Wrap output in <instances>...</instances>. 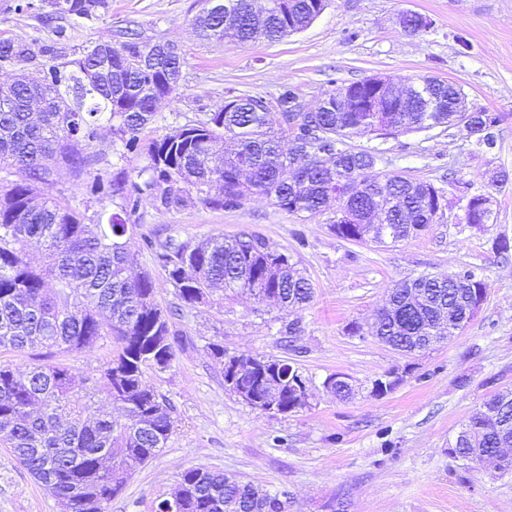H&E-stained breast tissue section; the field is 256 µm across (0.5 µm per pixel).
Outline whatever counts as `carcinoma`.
Instances as JSON below:
<instances>
[{"label":"carcinoma","instance_id":"carcinoma-1","mask_svg":"<svg viewBox=\"0 0 512 512\" xmlns=\"http://www.w3.org/2000/svg\"><path fill=\"white\" fill-rule=\"evenodd\" d=\"M48 2L56 14L94 19L108 7L107 0ZM226 2L231 7L219 16L195 17L199 38L275 42L290 29L307 27L324 7V0H272L264 19L250 23L240 0ZM100 41L112 46L103 71L84 51L58 63L53 44L35 51L25 41L0 39V61L32 59L37 52L55 59L34 75L0 85V102L10 101L9 110L0 109V171L19 176L0 194V351L42 349L23 371L0 362V441L68 512H106L123 492L131 465L152 459L174 430L172 406L145 381L159 355L174 357L172 312L157 303L153 277L134 270L129 218L145 198L167 210L197 201L234 210L253 195L292 214L334 213L344 206L350 219L330 224L336 236L386 246L425 231L445 196L430 182L402 175L385 176L383 186L363 178L380 151H355L348 141L366 129L393 135L462 126L492 149L499 122L491 112L457 111L461 86L430 77L421 81L441 99L438 112L427 111L411 89L395 112L276 113L265 111L262 97L230 95L203 118L151 140L147 180L131 182L123 171L106 181L95 178L90 192L120 199L123 215L92 228L80 212L41 196L37 184L50 181L60 165L76 177L86 173L90 150L106 127L120 155L138 151L155 104L171 95L168 76L182 55L174 44L168 52L154 51L156 44L135 28L121 32L115 46L110 35ZM144 244L188 307L204 303L219 284L272 294L287 309L312 298L296 263L260 237L217 236L191 245L170 236ZM31 245L44 249L39 265L27 258ZM461 275L455 288L425 274L397 284L367 334L408 354L441 337L439 328L451 326L486 287L473 270ZM107 336L112 353L98 376L78 385L68 366L53 362L57 354L90 353ZM213 355L236 391L261 398L274 390L285 413L309 406L288 391L289 363L242 354L245 368L233 372L224 367V350ZM102 391L107 407L94 401ZM469 426L479 430L459 452L480 457L498 436L496 422L480 416ZM179 485L178 512H217V502L225 512H288L279 494H262L217 471L188 469Z\"/></svg>","mask_w":512,"mask_h":512}]
</instances>
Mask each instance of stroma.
<instances>
[{"label": "stroma", "instance_id": "stroma-1", "mask_svg": "<svg viewBox=\"0 0 512 512\" xmlns=\"http://www.w3.org/2000/svg\"><path fill=\"white\" fill-rule=\"evenodd\" d=\"M100 19L20 13L16 0H0V39L44 44L66 54L106 34L138 27L150 41L182 50L181 82L157 107L142 140L213 111L228 94L272 101L293 89L314 107L333 83L372 76L396 80L434 77L461 85L468 108L499 115L498 143L485 151L460 127L380 137L354 136V149H378L374 172L434 183L445 193L443 216L418 237L391 247L350 242L330 229L329 214H292L261 196L235 210L201 203L170 210L143 201L133 218L137 238L168 236L195 243L210 236L257 235L287 252L314 288L305 309L283 310L246 293L217 292L210 303L181 306L173 286L145 248L135 252L138 270L149 272L155 298L179 308L173 321L175 356L145 378L174 408L176 428L165 448L133 467L123 494L107 512H155L188 469L220 471L271 493H287L288 512H512V475L492 462L470 464L448 446L492 395L512 391V256L495 249L512 239V0H327L302 32L274 43H202L193 29L200 0H108ZM420 13L426 31L405 34L400 13ZM98 162L82 177L59 169L40 185L87 223H107L119 199L94 195L101 173L136 178L146 151L120 156L111 139L99 143ZM492 196L497 218L467 224L466 194ZM473 269L487 297L463 331L432 349L404 355L374 337L351 333L371 323L396 283L423 273ZM296 333H287L289 323ZM225 354L284 360L308 379L307 408L287 415L264 413L225 390L211 345ZM398 376L385 394L374 380ZM334 374L354 388L342 399L327 389ZM0 512H63L0 445Z\"/></svg>", "mask_w": 512, "mask_h": 512}]
</instances>
